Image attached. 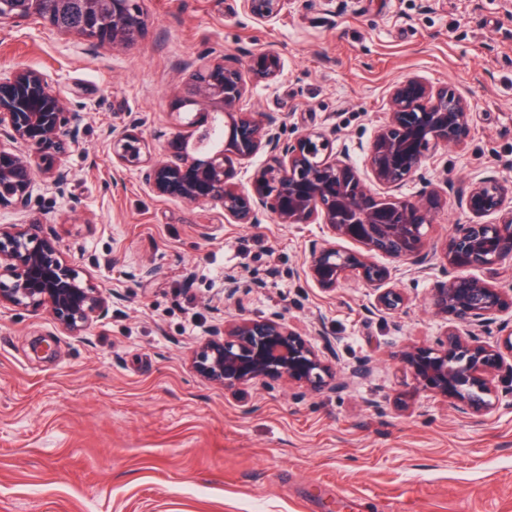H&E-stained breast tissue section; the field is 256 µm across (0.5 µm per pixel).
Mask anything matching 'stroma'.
<instances>
[{
	"label": "stroma",
	"instance_id": "35a3bbf8",
	"mask_svg": "<svg viewBox=\"0 0 512 512\" xmlns=\"http://www.w3.org/2000/svg\"><path fill=\"white\" fill-rule=\"evenodd\" d=\"M143 8L144 34L122 50L39 19L0 21V69L44 71L85 115L65 194L36 180L31 209L0 208V225L50 222L112 301L80 336L48 312L0 308V512H512V405L460 414L413 392L402 364L446 328L430 305L442 263L424 275L394 263L408 302L371 315L362 280L326 292L301 275L321 225L228 224L211 204L159 196L137 172H114L108 137L124 125L159 152L189 63L228 52L246 66L271 50L281 72L255 82L246 109L288 140L324 132L359 166L393 84L448 82L472 101L470 135L403 189L447 196L428 230L441 244L474 220L458 204L471 183L512 182V0H293L270 21L241 0ZM229 272L241 284L232 303ZM220 314L337 337L342 391L205 381L190 354Z\"/></svg>",
	"mask_w": 512,
	"mask_h": 512
}]
</instances>
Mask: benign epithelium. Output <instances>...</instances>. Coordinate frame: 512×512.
I'll use <instances>...</instances> for the list:
<instances>
[{"label": "benign epithelium", "instance_id": "1", "mask_svg": "<svg viewBox=\"0 0 512 512\" xmlns=\"http://www.w3.org/2000/svg\"><path fill=\"white\" fill-rule=\"evenodd\" d=\"M291 0H242L244 12L272 20ZM99 0H85L82 26L98 27ZM112 28L97 40L114 49L134 45L143 33L141 0H112ZM281 70L277 52L258 57L244 71L228 55L195 67L174 105L198 107L185 125L204 133L214 112L228 128L225 146L201 155L199 142L176 134L155 158L142 136L125 126L109 132L113 163L132 169L156 194L189 203L206 202L224 212L228 224H321L327 238L309 245L304 276L324 291H334L356 276L376 292L370 313H392L406 296L391 286L392 268L380 256L406 262L424 272L441 255L447 280L437 284L431 307L449 325L433 345H412L402 353L414 390L440 397L464 414H481L501 399L512 398V384L498 391L496 382L512 381V289L467 274L486 270L498 275L512 262V183L486 178L461 196L468 211L490 224H457L441 248L430 245L427 228L448 199L432 189L419 195L398 194L419 174L426 158L440 147L460 146L470 132L472 102L452 85H433L408 77L392 85L388 112L377 127L364 167L368 178L321 132L308 130L294 141L281 138L275 120L244 111L255 80L272 81ZM83 121L53 89L41 70H0V208L25 212L32 204L36 178L42 176L63 193L69 173L61 160L79 148ZM266 155L250 186L233 181L236 167ZM391 194L381 197L367 182ZM341 239L363 250L344 249ZM47 311L72 336H81L110 312L109 296L91 278L80 276L58 249L48 222L0 225V307ZM496 328L492 345L479 336ZM213 339L192 355L204 379L232 389L283 377L308 390L332 380L329 362L314 343L287 321L216 318Z\"/></svg>", "mask_w": 512, "mask_h": 512}]
</instances>
